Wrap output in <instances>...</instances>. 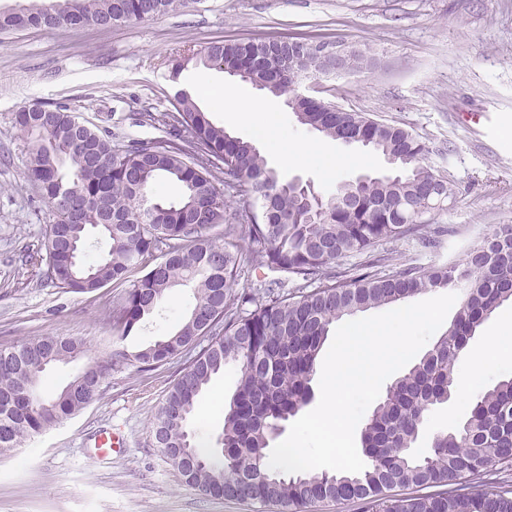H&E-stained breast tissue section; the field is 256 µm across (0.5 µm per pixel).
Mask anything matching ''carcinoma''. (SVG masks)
<instances>
[{
    "instance_id": "obj_1",
    "label": "carcinoma",
    "mask_w": 512,
    "mask_h": 512,
    "mask_svg": "<svg viewBox=\"0 0 512 512\" xmlns=\"http://www.w3.org/2000/svg\"><path fill=\"white\" fill-rule=\"evenodd\" d=\"M183 0H27L0 13V32L24 28L106 29L151 20ZM325 43L305 37L218 40L171 60L172 77L189 63L234 68L297 110V121L338 141H368L398 169L349 180L312 203L278 173L249 140L216 125L191 94L175 95L161 114L163 135L112 144L92 128L73 125L64 108L43 113L29 104L14 125L31 144L26 176L53 216L46 275L58 287L91 293L99 283L124 288L112 311V334L129 335L153 314L168 291L184 286L194 305L179 329L129 356L113 351L89 362L50 399L40 393L45 366L84 352V342L40 336L0 348V455L76 415L97 398L112 370L130 361L150 370L167 364L199 337L224 323L167 391L153 423L156 447L189 484L228 500L273 503L295 512L317 503L349 501L361 512H512V377L479 389L465 420L432 437L429 453H414L431 411L457 386L463 350L503 304L512 303V224L470 245L458 263L424 268L374 253L382 242L412 238L434 246L437 187L448 177L430 164L429 146L403 127L360 112H338L324 99L297 94L316 77ZM165 177L181 188L176 200L155 192ZM251 200L228 205L217 183ZM223 227L222 242L212 230ZM97 229L105 255L72 261ZM247 243L254 269L277 277L256 292L235 295ZM366 255L353 267L351 254ZM317 283L312 290L309 284ZM456 289L459 312L421 359L389 387L367 415L358 473H283L267 464L270 441L313 398L315 365L329 332L345 316L402 304L430 290ZM236 390L224 409L223 462L194 442L189 423L202 392L228 365Z\"/></svg>"
}]
</instances>
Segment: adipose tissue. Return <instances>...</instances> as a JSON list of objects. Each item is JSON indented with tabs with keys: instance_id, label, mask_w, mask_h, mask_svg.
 <instances>
[{
	"instance_id": "adipose-tissue-1",
	"label": "adipose tissue",
	"mask_w": 512,
	"mask_h": 512,
	"mask_svg": "<svg viewBox=\"0 0 512 512\" xmlns=\"http://www.w3.org/2000/svg\"><path fill=\"white\" fill-rule=\"evenodd\" d=\"M264 101L252 99L242 93L224 96V116L229 121L249 126L263 141L273 144L284 164H318L325 173H333L341 158L331 155L323 143L318 141L297 142L283 137L277 123L258 122L257 117L266 112ZM512 349V321L494 326L485 338L481 351H466L464 359L469 372L485 371L500 352Z\"/></svg>"
}]
</instances>
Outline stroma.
<instances>
[{"label":"stroma","instance_id":"stroma-1","mask_svg":"<svg viewBox=\"0 0 512 512\" xmlns=\"http://www.w3.org/2000/svg\"><path fill=\"white\" fill-rule=\"evenodd\" d=\"M308 37L360 48L373 64L318 79V97L341 108L402 126L431 149L454 194L432 212V225L447 235L434 249L409 239L386 251L413 255L430 267L461 259L473 242L512 224V0H185L158 18L107 30L28 28L0 35V346L39 336L84 339L88 350L51 365L42 393L52 397L92 359L114 349L135 354L171 334L193 305L190 289L169 292L159 312L126 338L112 335V309L121 294L106 285L95 292L59 288L35 266L47 255L51 223L40 190L25 176L30 144L13 118L18 107L63 106L116 142L159 134L157 115L170 110L175 93L203 82L202 110L230 134L251 139L248 128L226 124L218 100L225 89L266 101L294 140L319 134L300 125L284 98L256 89L217 69L188 67L172 78L171 56L217 39ZM493 114L497 134L484 135L472 113ZM284 179L301 177L329 192L355 176L350 167L325 177L316 166H283L264 148ZM209 343L202 336L150 371L138 365L113 370L100 396L64 423L0 456V512H278L258 501L212 497L186 484L152 438V422L169 387ZM512 376V353L482 375L462 380L447 404L434 409L418 441L427 453L435 432L460 424L474 391ZM237 372L225 368L200 399L190 430L218 453L224 400ZM122 432L126 446L96 461L89 451L96 433Z\"/></svg>","mask_w":512,"mask_h":512}]
</instances>
